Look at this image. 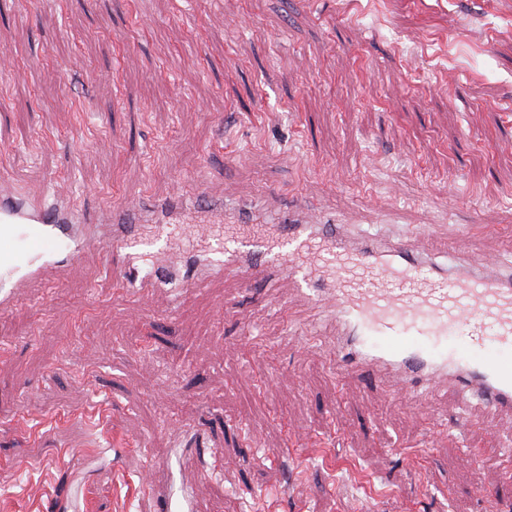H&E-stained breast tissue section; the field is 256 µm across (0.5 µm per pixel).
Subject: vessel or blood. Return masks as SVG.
<instances>
[{"label":"vessel or blood","mask_w":512,"mask_h":512,"mask_svg":"<svg viewBox=\"0 0 512 512\" xmlns=\"http://www.w3.org/2000/svg\"><path fill=\"white\" fill-rule=\"evenodd\" d=\"M193 207L181 199L162 224L147 222L136 201L93 216L21 199L1 175L0 313L47 272L63 279L94 248L113 287L140 298L224 276L247 292L284 278L308 316L335 323L338 373L388 385L408 403L451 380L512 411V274L432 262L406 236L382 248L371 235L355 243L340 224L298 206L259 224L249 208L224 203L195 226L186 248L182 225ZM145 482L160 512H193L171 468L151 469Z\"/></svg>","instance_id":"obj_1"}]
</instances>
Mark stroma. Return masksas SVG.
<instances>
[{
  "instance_id": "obj_1",
  "label": "stroma",
  "mask_w": 512,
  "mask_h": 512,
  "mask_svg": "<svg viewBox=\"0 0 512 512\" xmlns=\"http://www.w3.org/2000/svg\"><path fill=\"white\" fill-rule=\"evenodd\" d=\"M0 173L94 211L173 192L512 260V0H0ZM87 253L0 313V512H512V416L338 378L322 322L234 282L136 302ZM472 422L462 431L459 414ZM496 490L493 499L482 495ZM148 496L162 512H194L187 484L178 483L169 467H154L145 478Z\"/></svg>"
}]
</instances>
